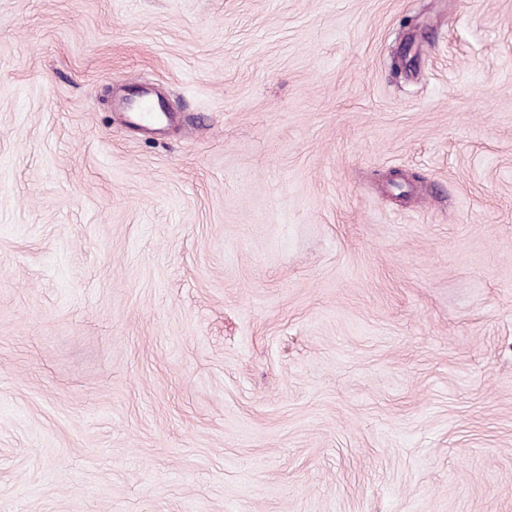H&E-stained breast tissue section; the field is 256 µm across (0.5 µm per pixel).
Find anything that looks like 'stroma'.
I'll return each mask as SVG.
<instances>
[{"instance_id":"stroma-1","label":"stroma","mask_w":512,"mask_h":512,"mask_svg":"<svg viewBox=\"0 0 512 512\" xmlns=\"http://www.w3.org/2000/svg\"><path fill=\"white\" fill-rule=\"evenodd\" d=\"M0 512H512V0H0ZM126 110L134 124H138L146 129L161 126L169 119L168 113L159 104L150 99L148 95H143L128 102Z\"/></svg>"}]
</instances>
